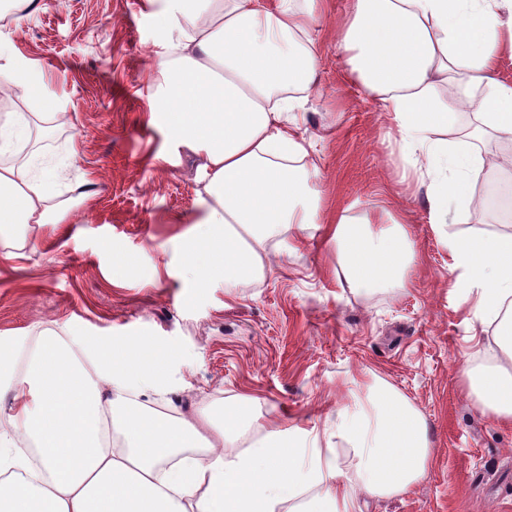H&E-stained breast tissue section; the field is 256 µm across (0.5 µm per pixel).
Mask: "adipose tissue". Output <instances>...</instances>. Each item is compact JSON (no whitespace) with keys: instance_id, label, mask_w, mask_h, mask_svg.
<instances>
[{"instance_id":"ef3b65f1","label":"adipose tissue","mask_w":512,"mask_h":512,"mask_svg":"<svg viewBox=\"0 0 512 512\" xmlns=\"http://www.w3.org/2000/svg\"><path fill=\"white\" fill-rule=\"evenodd\" d=\"M326 0H173L159 15L167 51L149 116L163 119L175 147L200 153L203 214L183 251L199 283L233 290L264 270L283 225L317 223L316 164L299 114L317 95L314 27ZM349 74L392 115L403 154L413 159L432 223L471 193L469 164L452 162L433 134L452 126L482 94L484 131L512 141V82L498 63L512 51V0H350L336 22ZM0 123V224L63 223L68 210L29 178L16 129ZM336 264L347 286L397 282L415 252L402 218L379 211L338 216ZM448 269L495 352L462 381L483 414L512 423V232L451 234ZM80 340L42 333L21 373L0 354V394L13 392L15 434L0 432V512H362L360 497L409 492L431 463L420 411L384 380L364 385L316 435L277 424L231 454L255 419L256 401L224 409L208 438L179 409L155 413L145 398L168 392L167 362L149 341L115 344L84 365ZM34 443L35 458L17 450ZM348 457H341V449Z\"/></svg>"}]
</instances>
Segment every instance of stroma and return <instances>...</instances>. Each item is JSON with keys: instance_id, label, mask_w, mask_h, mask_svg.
I'll return each instance as SVG.
<instances>
[{"instance_id": "stroma-1", "label": "stroma", "mask_w": 512, "mask_h": 512, "mask_svg": "<svg viewBox=\"0 0 512 512\" xmlns=\"http://www.w3.org/2000/svg\"><path fill=\"white\" fill-rule=\"evenodd\" d=\"M21 28L0 21L34 91L59 105L38 134L23 130L37 168L54 167L46 191L71 205L67 224L40 226L21 248L0 231V348L23 369L35 339L50 328L87 341L91 354L151 341L171 352L168 382L186 415L205 408L215 425L239 397L256 398L261 417L236 441L247 449L282 426L323 428L324 414L349 404L350 378L379 376L423 413L432 443L427 473L411 491L363 500V512H512V424L481 414L460 373L490 364L471 341L481 325L448 280V232H495L482 205L484 184L512 185V170L472 179L473 224H434L426 187L402 176L393 121L349 75L333 22L348 0H327L315 25L318 96L301 134L319 173L323 223L283 227L284 251L264 276L226 291L196 283L182 241L199 218L198 156L175 151L163 123H149L166 39L156 14L170 0H43ZM476 108L459 112L450 146L497 156L501 141L473 140ZM93 183L81 199L73 177ZM407 214L416 258L406 287L342 288L329 222L337 214ZM128 254L133 264L117 265Z\"/></svg>"}]
</instances>
